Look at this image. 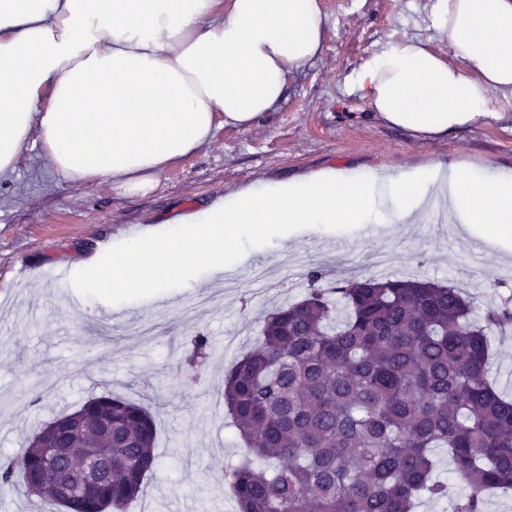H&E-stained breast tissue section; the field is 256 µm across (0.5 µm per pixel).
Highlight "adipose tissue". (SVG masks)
<instances>
[{
  "label": "adipose tissue",
  "mask_w": 512,
  "mask_h": 512,
  "mask_svg": "<svg viewBox=\"0 0 512 512\" xmlns=\"http://www.w3.org/2000/svg\"><path fill=\"white\" fill-rule=\"evenodd\" d=\"M452 49L407 39L369 58L350 81L384 123L435 137L493 115L512 91V0H437L428 17ZM320 0H0V177L39 146L70 184L128 193L279 106L288 76L318 57ZM391 224L422 220L438 193L473 237L512 256V174L463 163L398 175L316 172L254 185L173 217L160 236L87 262L92 288L119 295L221 273L229 241L283 224H361L380 186Z\"/></svg>",
  "instance_id": "ef3b65f1"
}]
</instances>
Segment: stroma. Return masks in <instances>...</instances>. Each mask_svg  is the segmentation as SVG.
I'll return each instance as SVG.
<instances>
[{
	"label": "stroma",
	"mask_w": 512,
	"mask_h": 512,
	"mask_svg": "<svg viewBox=\"0 0 512 512\" xmlns=\"http://www.w3.org/2000/svg\"><path fill=\"white\" fill-rule=\"evenodd\" d=\"M436 0H321L328 17L321 54L288 77L279 107L249 129L222 127L211 144L158 176L147 192L69 185L38 148L23 151L0 178V463L15 457L43 423L105 393L149 408L157 464L128 512H238L224 479L245 453L224 405V375L259 338L265 315L301 300L306 272L417 277L453 282L486 308L512 305V262L460 224L391 229L385 197L370 224H298L265 239L237 236L223 274L199 268L189 279L134 295L80 285L77 264L108 245L168 219L207 208L253 184L325 170L393 172L454 160L512 174V92L494 116L438 137L383 123L346 84L372 55L413 38L449 52L427 17ZM486 267L475 271L472 251ZM237 270L226 278L228 270ZM64 271L65 280L49 275ZM204 333L213 349L203 373L184 363ZM489 379L512 399V325L488 334Z\"/></svg>",
	"instance_id": "1"
}]
</instances>
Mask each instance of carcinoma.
Wrapping results in <instances>:
<instances>
[{"instance_id":"obj_1","label":"carcinoma","mask_w":512,"mask_h":512,"mask_svg":"<svg viewBox=\"0 0 512 512\" xmlns=\"http://www.w3.org/2000/svg\"><path fill=\"white\" fill-rule=\"evenodd\" d=\"M307 274L310 292L265 320L256 347L224 377V403L251 456L227 468L239 512H410L420 495L448 498L434 478L443 449L469 492L455 512H484L483 492L512 491V401L488 382L487 330L507 309L471 321L473 302L452 284L412 277ZM188 362L212 353L191 340ZM76 413L84 433L46 465L30 439L0 464V489L50 491L63 512H126L156 466L149 410L99 396ZM94 449L112 480L92 497L56 496V474Z\"/></svg>"}]
</instances>
